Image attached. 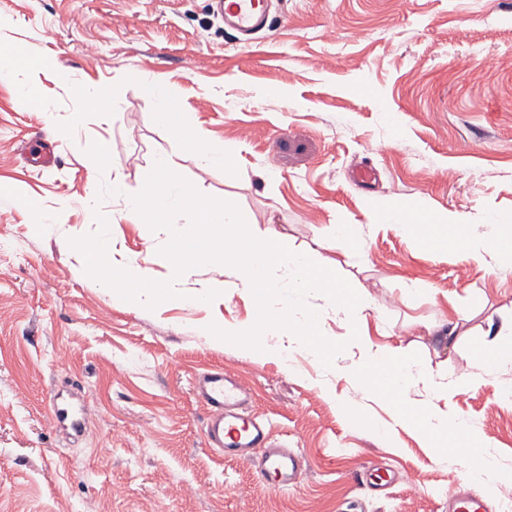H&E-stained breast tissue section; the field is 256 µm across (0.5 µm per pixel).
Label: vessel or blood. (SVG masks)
Segmentation results:
<instances>
[{"instance_id": "1", "label": "vessel or blood", "mask_w": 512, "mask_h": 512, "mask_svg": "<svg viewBox=\"0 0 512 512\" xmlns=\"http://www.w3.org/2000/svg\"><path fill=\"white\" fill-rule=\"evenodd\" d=\"M224 26L243 47H250L268 22L270 0H215ZM198 401L205 410L204 436L209 448L243 464L278 490L297 487L307 466L299 453L279 444L268 420L252 410L253 390L245 381L211 369L194 380ZM89 407L84 398L56 410L53 422L61 431L82 437ZM448 512H490L487 502L464 484L448 494Z\"/></svg>"}]
</instances>
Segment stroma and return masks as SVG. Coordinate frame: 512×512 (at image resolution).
Masks as SVG:
<instances>
[{"label":"stroma","mask_w":512,"mask_h":512,"mask_svg":"<svg viewBox=\"0 0 512 512\" xmlns=\"http://www.w3.org/2000/svg\"><path fill=\"white\" fill-rule=\"evenodd\" d=\"M14 45L47 60L46 108L21 105L24 76L0 83V182L44 212L0 210V512H448L449 486L465 481L503 512L512 404L472 352L512 330V263L424 248L371 205L458 215L476 248L490 214L512 215V0H274L248 49L211 0H0V47ZM142 72L178 101L175 127L156 122ZM86 86L109 93L110 116L84 109ZM193 136L223 163L201 168L184 146ZM37 139L52 145L51 167L25 155ZM161 156L201 194L233 198L253 234L272 229L332 259L371 306L347 316L308 293L324 335L355 325L374 346L401 348L424 372L413 405L431 385L458 387L448 415L478 429L495 466L473 482L466 459L433 460L394 403L346 378L355 347L328 369L304 350L261 362L217 344L205 326L254 314L231 266L187 270L183 302L152 308L82 275L68 243L100 228L84 199L116 179L140 193ZM360 167L371 183L354 180ZM97 207L117 250L168 281L170 231L122 219L118 198ZM340 224L364 238L365 257L337 241ZM211 368L248 382L275 439L304 455L298 487L271 488L207 447L193 380ZM77 390L90 412L74 441L57 432L52 400ZM376 469L414 480L378 493L356 478Z\"/></svg>","instance_id":"35a3bbf8"}]
</instances>
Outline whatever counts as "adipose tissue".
Segmentation results:
<instances>
[{
  "mask_svg": "<svg viewBox=\"0 0 512 512\" xmlns=\"http://www.w3.org/2000/svg\"><path fill=\"white\" fill-rule=\"evenodd\" d=\"M377 215L382 223L399 224L416 232L420 243L428 248L464 249L469 245L464 223L451 214H435L408 203L383 199L377 204ZM347 340L360 351L359 363L351 370L350 376L365 390L372 391L382 386L387 395L402 398L408 386L423 376L422 371L399 352L374 348L359 328H352ZM434 394L435 403L401 409L400 426L418 432L437 460L452 449L466 454L471 449L483 447L484 441L474 426L460 418H449L444 403L454 396V389L441 386L435 389Z\"/></svg>",
  "mask_w": 512,
  "mask_h": 512,
  "instance_id": "ef3b65f1",
  "label": "adipose tissue"
}]
</instances>
